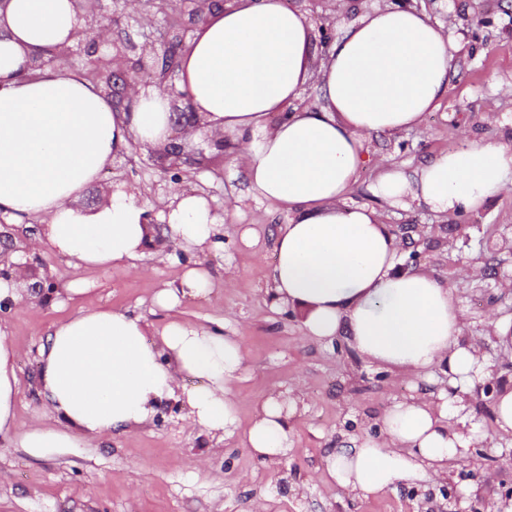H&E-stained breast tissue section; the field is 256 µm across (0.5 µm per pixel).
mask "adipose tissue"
<instances>
[{
    "mask_svg": "<svg viewBox=\"0 0 512 512\" xmlns=\"http://www.w3.org/2000/svg\"><path fill=\"white\" fill-rule=\"evenodd\" d=\"M79 30L71 0H10L0 14V215L35 224L32 247L106 270L143 253L154 232L149 205L121 185L109 204L75 202L131 142L154 145L173 129L164 92L135 95L124 112L81 70L46 67L24 78L33 57L72 45ZM454 50L447 29L425 13L376 9L343 24L321 61L322 104L299 109L314 56L309 19L283 0H233L193 32L178 69L197 112L234 144L255 198L288 209L268 273L274 304L299 312L308 338L345 337L360 358L418 381L436 369L447 376L438 392L394 401L376 434L329 456V478L358 498L446 476L449 465L473 463L485 441L465 425V396L494 367L464 344L459 301L431 274L399 270L400 243L376 209L346 200L369 159L366 135L415 129L447 97ZM511 190L512 146L470 141L413 168L384 167L371 188L380 204L417 202L447 217ZM157 217L172 252L224 248V216L205 196L177 195ZM212 287L197 264L156 301L173 309ZM146 336L141 318L109 309L57 325L39 349L41 392L57 424L37 420L22 433L16 354L0 336V442L35 454L76 448L149 425L173 400L190 425L240 435L262 462L287 458L300 396H267L250 426L239 427L231 386L246 368L242 337L181 321L166 324L157 342ZM188 376L202 386L187 387Z\"/></svg>",
    "mask_w": 512,
    "mask_h": 512,
    "instance_id": "obj_1",
    "label": "adipose tissue"
}]
</instances>
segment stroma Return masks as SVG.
<instances>
[{
    "label": "stroma",
    "instance_id": "1",
    "mask_svg": "<svg viewBox=\"0 0 512 512\" xmlns=\"http://www.w3.org/2000/svg\"><path fill=\"white\" fill-rule=\"evenodd\" d=\"M284 2L307 14L315 47L338 35L334 0ZM121 5L112 35L148 53L162 52L158 32L166 16L145 26L143 5L131 0ZM411 5L457 40L448 96L419 128L367 136L371 161L347 194L351 203L374 204L370 188L379 165L415 166L467 139L512 144V0H411ZM125 179L144 202L181 193L211 198L225 215L224 250L175 259L159 247L145 251L135 268L94 270L46 248L32 250L29 228L0 225V248L58 284L51 298L0 314V336L17 352L18 428H28L37 417L54 421L39 389L41 343L79 309L108 308L141 316L154 332L173 319L223 322L225 333L242 337L247 351L246 375L233 386L241 425L250 423L256 404L269 394L301 393L303 403L290 420L293 451L280 465L268 466L238 437L201 432L166 405L153 424L114 431L82 448H54L38 456L0 444V512H482L486 503L504 500L512 488V436L496 432L491 405L475 396L467 423L487 436L478 466L449 467L445 484L401 486L369 499L354 498L333 483L325 474L329 453L372 429L393 400L414 394L413 382L361 360L344 337L330 343L306 339L296 315L268 303L265 275L288 212L255 200L243 169L229 159L218 156L207 168H184L176 178L168 160L131 148L86 188L80 204L92 203L105 187ZM382 221L400 241L402 256L419 251L433 275L453 290L468 323L466 342L504 366L507 355L488 336L487 321L496 313L512 315V291L499 286L512 277V191L492 197L476 213L447 219L414 204L383 211ZM245 226L255 231L248 247L239 239ZM193 262L214 275L209 298L172 310L158 307L157 291L176 283ZM474 265L483 267V275L471 273Z\"/></svg>",
    "mask_w": 512,
    "mask_h": 512
}]
</instances>
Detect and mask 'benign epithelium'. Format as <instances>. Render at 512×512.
Here are the masks:
<instances>
[{"mask_svg": "<svg viewBox=\"0 0 512 512\" xmlns=\"http://www.w3.org/2000/svg\"><path fill=\"white\" fill-rule=\"evenodd\" d=\"M228 2L230 0H171L170 8L179 15H184V11L187 10L197 17L193 22L183 19L178 24L176 33L181 46H186L187 35L205 20L206 9L222 7ZM73 5L77 18L85 29L101 26L108 17L105 0H73ZM136 49V44L130 40H104L98 36L72 47L65 46L47 59L40 57L35 60L34 65L42 67L62 58L84 56L89 59L95 73L103 82L102 93L112 97V105L124 109L127 108L126 91L141 84V71L161 72L163 73L162 81L166 82L165 93L170 98L173 128L178 130L182 137L187 138L205 127L188 97L179 90L175 82L179 58L164 53L155 54L149 58L142 56L133 59L130 53ZM203 143L202 147L188 150L186 143H178L176 138L172 137L168 142L149 149V152L164 156L170 161L173 170H179L183 166L202 168L210 161L206 151H215L221 156L224 155V137L211 132L206 134ZM24 277H26L25 267L10 261L9 252L0 251V278L18 282ZM55 291L56 283L47 275L28 284L29 295L41 300L51 296Z\"/></svg>", "mask_w": 512, "mask_h": 512, "instance_id": "1", "label": "benign epithelium"}]
</instances>
